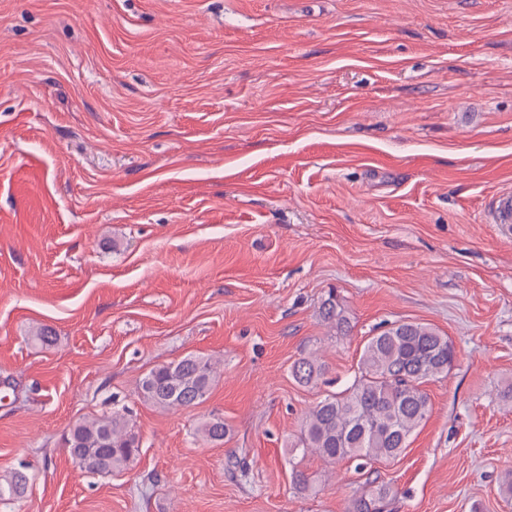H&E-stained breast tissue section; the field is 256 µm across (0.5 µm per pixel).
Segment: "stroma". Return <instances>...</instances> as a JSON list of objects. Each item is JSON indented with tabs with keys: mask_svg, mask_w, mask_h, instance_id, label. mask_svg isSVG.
I'll list each match as a JSON object with an SVG mask.
<instances>
[{
	"mask_svg": "<svg viewBox=\"0 0 512 512\" xmlns=\"http://www.w3.org/2000/svg\"><path fill=\"white\" fill-rule=\"evenodd\" d=\"M505 189L512 0H0V512H348L374 479L391 512H512ZM399 321L456 352L409 447L297 450ZM190 354L203 401L138 398ZM123 409L138 454L86 473L64 436ZM489 220L491 224L499 226L510 236L512 235V191L511 189L499 192L494 196L489 207ZM321 315L324 320L333 324L336 328V334L339 336H346L350 331V325L347 317L344 315L343 310L336 303L333 296H329L321 307ZM289 371L297 383L308 385L315 382L323 374L324 369L316 359L303 357L295 361Z\"/></svg>",
	"mask_w": 512,
	"mask_h": 512,
	"instance_id": "obj_1",
	"label": "stroma"
}]
</instances>
